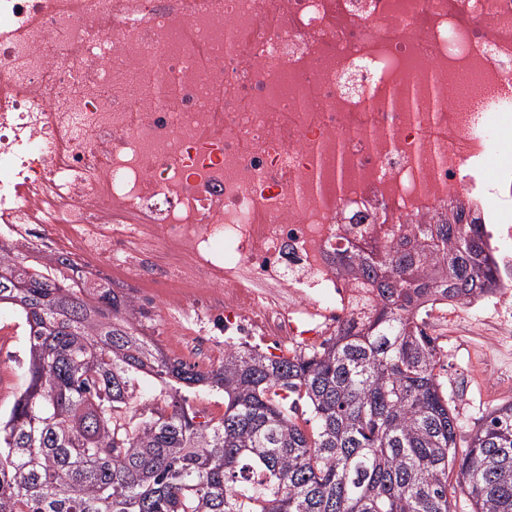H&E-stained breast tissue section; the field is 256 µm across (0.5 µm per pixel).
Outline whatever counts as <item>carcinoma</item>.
<instances>
[{"label": "carcinoma", "mask_w": 512, "mask_h": 512, "mask_svg": "<svg viewBox=\"0 0 512 512\" xmlns=\"http://www.w3.org/2000/svg\"><path fill=\"white\" fill-rule=\"evenodd\" d=\"M450 212L339 257L364 295L318 345L231 348L206 373L141 338L128 297L0 241L28 372L0 419V512H453L452 470L472 512H512V402L459 447L421 319L497 291L482 225ZM192 386L224 393V413L187 404Z\"/></svg>", "instance_id": "1"}]
</instances>
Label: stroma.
I'll list each match as a JSON object with an SVG mask.
<instances>
[{
  "label": "stroma",
  "instance_id": "1",
  "mask_svg": "<svg viewBox=\"0 0 512 512\" xmlns=\"http://www.w3.org/2000/svg\"><path fill=\"white\" fill-rule=\"evenodd\" d=\"M428 329L442 346L444 390L468 439L495 407L512 401V294L452 307ZM27 383L26 338L14 313L0 310V413Z\"/></svg>",
  "mask_w": 512,
  "mask_h": 512
}]
</instances>
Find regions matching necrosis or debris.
Returning a JSON list of instances; mask_svg holds the SVG:
<instances>
[{
  "instance_id": "4bbe7bcc",
  "label": "necrosis or debris",
  "mask_w": 512,
  "mask_h": 512,
  "mask_svg": "<svg viewBox=\"0 0 512 512\" xmlns=\"http://www.w3.org/2000/svg\"><path fill=\"white\" fill-rule=\"evenodd\" d=\"M511 99L512 0H0V239L137 283L192 367L304 349L334 249L457 200L512 288ZM505 161L512 163V120L511 123L509 122L501 128V148L499 153L487 160L489 173H494L498 166Z\"/></svg>"
}]
</instances>
